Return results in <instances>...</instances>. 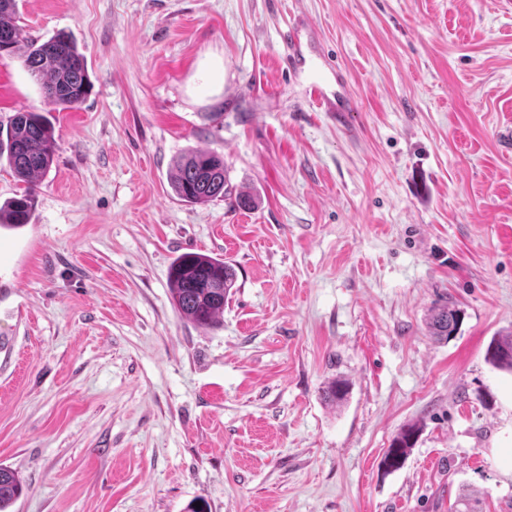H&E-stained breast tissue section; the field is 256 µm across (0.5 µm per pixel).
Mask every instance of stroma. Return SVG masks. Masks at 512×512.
Instances as JSON below:
<instances>
[{"instance_id": "35a3bbf8", "label": "stroma", "mask_w": 512, "mask_h": 512, "mask_svg": "<svg viewBox=\"0 0 512 512\" xmlns=\"http://www.w3.org/2000/svg\"><path fill=\"white\" fill-rule=\"evenodd\" d=\"M298 17L318 35L290 71ZM15 21L70 34L93 88L60 110L0 56V124L33 110L57 143L30 224L0 230L10 512H512V372L486 360L512 330V0H18ZM336 66L354 111L309 95ZM189 149L255 208L180 201ZM186 252L236 271L208 328L171 301ZM444 300L462 323L438 343ZM461 322V312L448 301L436 302L428 310L426 327L429 336L436 341H448L454 336ZM416 438V429L408 427L402 429L392 440L384 455L383 465L387 470L398 469L405 461L410 448Z\"/></svg>"}]
</instances>
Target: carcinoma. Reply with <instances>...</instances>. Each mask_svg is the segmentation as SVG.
<instances>
[{
  "mask_svg": "<svg viewBox=\"0 0 512 512\" xmlns=\"http://www.w3.org/2000/svg\"><path fill=\"white\" fill-rule=\"evenodd\" d=\"M17 0H0V36L16 35V46L8 55H17L28 72L40 82L44 97L63 110L78 108L87 98L91 82L84 56L71 36L58 33L45 41L25 36L15 24ZM56 152L53 127L38 112L22 110L10 119L6 136L0 138V160L6 159L16 178L25 184L23 191L0 204V228L18 229L30 223L36 200V181L51 169ZM175 195L189 204H203L217 197L234 199L239 208L254 207L255 200L237 193L227 179L224 160L197 150L186 151L175 164L172 177ZM171 299L178 315L198 326H208L224 312L235 284V271L223 259L199 253L178 256L169 268ZM461 312L448 302L434 303L428 310L426 327L436 341L455 335ZM488 362L499 369L512 370V331L495 336L487 349ZM324 398L341 403L348 384L332 380L323 389ZM416 438V429L401 430L384 455L388 470L405 461ZM24 483L10 467L0 464V512L23 494Z\"/></svg>",
  "mask_w": 512,
  "mask_h": 512,
  "instance_id": "cac0c4a2",
  "label": "carcinoma"
}]
</instances>
